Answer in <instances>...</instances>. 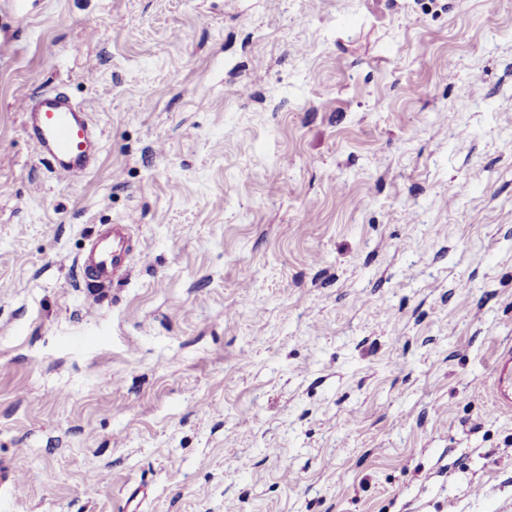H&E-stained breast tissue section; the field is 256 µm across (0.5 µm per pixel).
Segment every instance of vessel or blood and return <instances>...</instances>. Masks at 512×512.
<instances>
[{
	"label": "vessel or blood",
	"mask_w": 512,
	"mask_h": 512,
	"mask_svg": "<svg viewBox=\"0 0 512 512\" xmlns=\"http://www.w3.org/2000/svg\"><path fill=\"white\" fill-rule=\"evenodd\" d=\"M24 131L51 171L61 179L77 178L95 164L101 136L87 109L65 93L51 90L21 101ZM130 227L112 225L100 234L79 259L85 285L105 287L119 278L130 263ZM492 399L496 407L512 410V351L502 353L492 367Z\"/></svg>",
	"instance_id": "vessel-or-blood-1"
}]
</instances>
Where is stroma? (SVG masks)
I'll return each mask as SVG.
<instances>
[{
	"label": "stroma",
	"mask_w": 512,
	"mask_h": 512,
	"mask_svg": "<svg viewBox=\"0 0 512 512\" xmlns=\"http://www.w3.org/2000/svg\"><path fill=\"white\" fill-rule=\"evenodd\" d=\"M3 38L0 512H512V0H0ZM49 90L103 133L75 180ZM20 108L25 135L58 178L81 177L94 166L101 136L83 105L51 90L21 101ZM130 225L113 224L100 234L89 252L78 260L86 287H105L119 278L130 263ZM492 400L496 407L512 410V351L502 353L492 367Z\"/></svg>",
	"instance_id": "stroma-1"
}]
</instances>
